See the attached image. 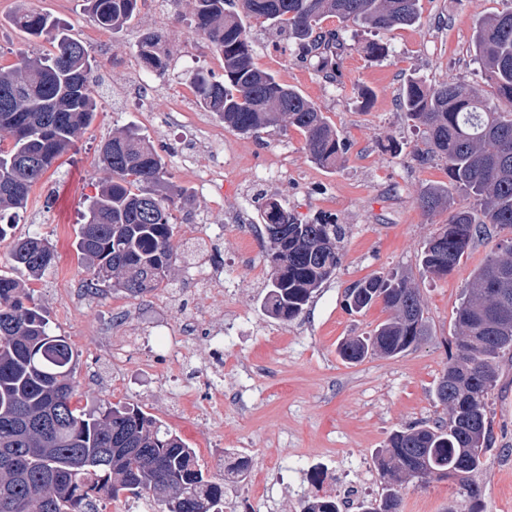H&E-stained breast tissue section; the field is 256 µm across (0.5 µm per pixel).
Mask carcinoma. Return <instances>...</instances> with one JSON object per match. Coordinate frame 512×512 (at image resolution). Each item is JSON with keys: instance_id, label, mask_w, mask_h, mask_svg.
<instances>
[{"instance_id": "1", "label": "carcinoma", "mask_w": 512, "mask_h": 512, "mask_svg": "<svg viewBox=\"0 0 512 512\" xmlns=\"http://www.w3.org/2000/svg\"><path fill=\"white\" fill-rule=\"evenodd\" d=\"M193 22L221 56L223 77L196 72L197 102L224 125L243 134L290 125L303 136L315 164L344 162V137L321 109L295 87L255 66L245 21L254 19L288 40L305 58H318L327 74L338 72L342 31L320 32L335 17L374 32L413 26L419 0H193ZM104 30H122L136 16L138 0H87ZM15 28L46 37L52 51L21 53L0 68V240L10 210L26 207L48 169L72 150L97 110V63L49 14L20 10ZM473 59L489 91L450 80L428 85L410 78L399 108L423 129L417 155L448 164L455 194L429 187L419 198L425 214L448 211L424 242L423 272L446 277L487 225L512 228V8L479 19ZM146 69L161 73L172 48L155 31L137 45ZM110 178L88 197L76 249L87 271L85 291L112 287L140 298L166 281L182 260L172 244V210L192 204L188 190L167 177L163 157L133 128L112 134L99 149ZM464 203L458 204L455 196ZM272 268L263 306L291 321L341 263L346 228L326 218L303 221L269 199L261 208ZM11 267L21 280L0 274V512H99L122 492L150 494L159 512H224V483L210 478L196 451L134 405L94 410L76 405L77 366L68 339L51 320L26 281L38 280L56 263L49 241L34 233L14 241ZM377 301L390 316L367 336L342 343L349 363L371 355L396 357L429 335L420 294L404 273L373 275L346 290L347 307L361 313ZM512 240L497 245L456 310L455 351L435 386L448 418L416 423L391 433L376 460L384 479L379 497L360 502V512H399L409 479L453 478L479 499L472 480L493 443L486 400L496 387L503 357L512 352ZM300 512H341L334 499L305 500Z\"/></svg>"}]
</instances>
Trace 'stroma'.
Masks as SVG:
<instances>
[{
  "mask_svg": "<svg viewBox=\"0 0 512 512\" xmlns=\"http://www.w3.org/2000/svg\"><path fill=\"white\" fill-rule=\"evenodd\" d=\"M137 18L123 30H101L84 0H0V67L21 51L46 53V38L14 28L20 9L52 15L81 39L99 61L103 79L98 113L77 148L57 161L30 195L0 241V271L11 273L12 240L37 231L58 253L56 267L33 287L49 312L56 334L67 337L79 355L75 373L81 406L129 403L179 435L197 451L216 480L233 490L237 512H300L302 500L319 496L322 485L350 481L369 471L361 489L379 496L384 480L375 462L397 429L444 417L434 396L454 347L455 313L461 291L484 265L494 242L512 239V229H495L493 241L474 242L444 278L423 275L420 252L447 212L425 215L417 204L427 187L448 185L445 161L425 163L422 132L398 107L406 80L418 76L432 85L456 78L483 87L472 59L476 19L512 7V0H419L418 24L381 33L389 56L373 58L364 29L347 33L332 79L302 62L295 46L248 21L255 65L296 87L314 102L347 141L342 165L325 169L310 162L304 137L294 127L268 128L243 136L208 116L224 147L219 190L202 187L190 163L199 145L194 123L171 124L165 106L172 90H191L195 69L222 74L219 54L192 24L191 0H139ZM162 33L175 54L165 75L144 69L136 53L143 32ZM154 90L150 112L131 90L140 81ZM136 127L164 156L172 182L189 191L193 208L173 213L175 249L196 246L197 256L177 263L169 287L131 298L108 290L83 296L87 276L77 252L80 214L87 196L106 178L96 165L98 147L113 132ZM283 160L274 180L262 175L271 157ZM278 200L303 220L321 216L344 225L343 257L336 275L315 293L294 320L273 318L263 308L271 277L265 259L267 235L260 217L262 199ZM250 230L255 248L241 253L239 229ZM224 271L221 302H212L204 283L211 264ZM409 274L418 288L429 334L417 349L396 357L375 355L346 362L340 345L368 335L389 312L383 304L356 314L345 306V291L371 275ZM136 310L138 319L166 314L169 321L196 323L190 360L173 367L174 336L144 330L140 342L111 330L115 304ZM236 360L238 371L219 374L220 355ZM495 443L475 481L471 501L452 480L410 482L401 512H512V364L487 401Z\"/></svg>",
  "mask_w": 512,
  "mask_h": 512,
  "instance_id": "1",
  "label": "stroma"
}]
</instances>
